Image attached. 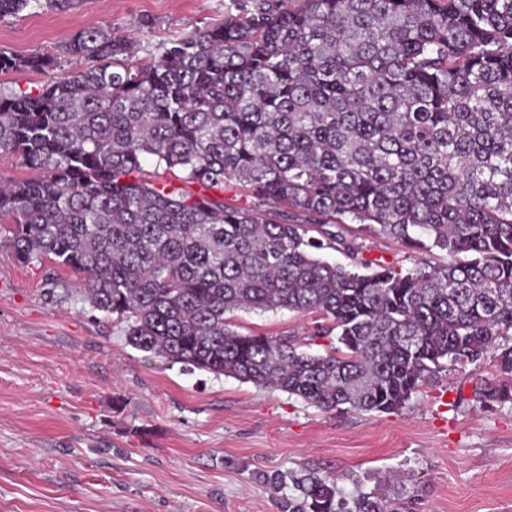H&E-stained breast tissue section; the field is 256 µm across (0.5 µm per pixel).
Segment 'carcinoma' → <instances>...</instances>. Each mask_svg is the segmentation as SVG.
<instances>
[{
  "mask_svg": "<svg viewBox=\"0 0 512 512\" xmlns=\"http://www.w3.org/2000/svg\"><path fill=\"white\" fill-rule=\"evenodd\" d=\"M74 5L0 0V21ZM137 54L108 26L57 56L0 49L1 72L76 63L35 93L0 91V156L35 172L0 184L20 263L80 275L137 350L321 409L397 412L443 363L493 350L497 375L473 398L512 403L498 342L512 335V0H231L223 22ZM229 183L256 208L225 202ZM339 224L398 242L412 265L365 258ZM434 249L448 262L415 257ZM282 309L319 314L315 335L339 346L302 352L229 318ZM292 480L288 512L405 499Z\"/></svg>",
  "mask_w": 512,
  "mask_h": 512,
  "instance_id": "obj_1",
  "label": "carcinoma"
}]
</instances>
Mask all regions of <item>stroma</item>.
<instances>
[{
	"mask_svg": "<svg viewBox=\"0 0 512 512\" xmlns=\"http://www.w3.org/2000/svg\"><path fill=\"white\" fill-rule=\"evenodd\" d=\"M230 0H79L0 22V48L55 54L76 31L111 25L140 51L219 23ZM370 259L408 267L403 247L342 228ZM47 265L20 264L0 227V512H284L306 471L344 491L394 476L409 512H512V404L484 407L492 359L448 365L394 413L323 410L278 390L138 351L123 326L73 288L50 299ZM235 330L295 337L326 353L318 314L238 311Z\"/></svg>",
	"mask_w": 512,
	"mask_h": 512,
	"instance_id": "obj_1",
	"label": "stroma"
}]
</instances>
